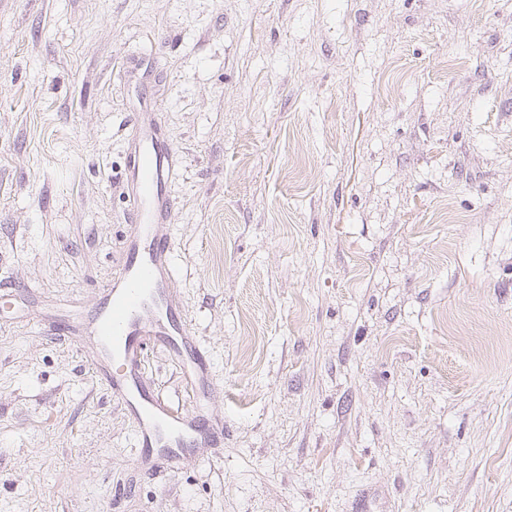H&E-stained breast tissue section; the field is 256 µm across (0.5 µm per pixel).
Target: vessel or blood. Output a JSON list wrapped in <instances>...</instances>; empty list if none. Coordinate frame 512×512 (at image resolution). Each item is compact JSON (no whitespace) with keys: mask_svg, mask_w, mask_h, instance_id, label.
<instances>
[{"mask_svg":"<svg viewBox=\"0 0 512 512\" xmlns=\"http://www.w3.org/2000/svg\"><path fill=\"white\" fill-rule=\"evenodd\" d=\"M139 132L128 146L126 188L132 220L119 272L102 289L86 358L103 368L113 398L134 426L138 458L147 470L169 469L204 448L224 442L223 421L206 414L211 364L197 336L181 317L170 291L173 278L169 183L175 149L162 136L153 113L136 115ZM166 348L186 364V381L200 405L179 412L154 391L142 362L151 346Z\"/></svg>","mask_w":512,"mask_h":512,"instance_id":"b4317fda","label":"vessel or blood"}]
</instances>
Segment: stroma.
<instances>
[{
  "label": "stroma",
  "instance_id": "1",
  "mask_svg": "<svg viewBox=\"0 0 512 512\" xmlns=\"http://www.w3.org/2000/svg\"><path fill=\"white\" fill-rule=\"evenodd\" d=\"M224 445L152 478L78 336L133 115ZM195 404L164 348L143 365ZM512 512V0H0V512Z\"/></svg>",
  "mask_w": 512,
  "mask_h": 512
}]
</instances>
